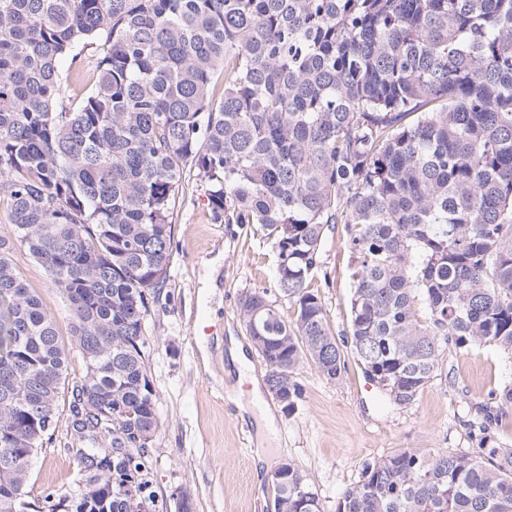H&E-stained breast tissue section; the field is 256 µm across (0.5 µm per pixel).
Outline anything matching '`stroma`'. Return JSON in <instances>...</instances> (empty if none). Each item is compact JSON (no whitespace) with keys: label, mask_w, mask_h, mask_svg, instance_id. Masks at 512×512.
Returning a JSON list of instances; mask_svg holds the SVG:
<instances>
[{"label":"stroma","mask_w":512,"mask_h":512,"mask_svg":"<svg viewBox=\"0 0 512 512\" xmlns=\"http://www.w3.org/2000/svg\"><path fill=\"white\" fill-rule=\"evenodd\" d=\"M206 185L191 179L174 215L167 282L146 317L147 370L156 391L160 429L146 479L147 512H271L272 475L290 461L318 493L321 512H336L344 492L355 485L365 461L403 448L469 451V425L489 390L512 379V362L491 346L468 352L446 348L440 375L406 408L391 405L354 356L342 378L330 382L312 367L299 371L303 393L294 411L278 400L268 463H260L258 411L240 409L227 389L237 382L235 350L245 351L248 375L264 383L267 367L242 322L239 302L266 290L279 312L293 318L295 305L276 284L271 238L257 224L214 220ZM12 261L60 336L70 334L69 308L25 245L14 243ZM337 340L350 331L352 267L343 225L334 224L321 243V263L310 280ZM69 428L60 421L51 445L38 452L28 499L46 496L78 500L84 474L68 450Z\"/></svg>","instance_id":"1"}]
</instances>
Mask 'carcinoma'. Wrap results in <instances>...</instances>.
I'll use <instances>...</instances> for the list:
<instances>
[{"label": "carcinoma", "mask_w": 512, "mask_h": 512, "mask_svg": "<svg viewBox=\"0 0 512 512\" xmlns=\"http://www.w3.org/2000/svg\"><path fill=\"white\" fill-rule=\"evenodd\" d=\"M193 176L215 219L274 241L295 316L262 290L239 317L288 411L298 371L340 380L345 346L403 407L448 345L512 361V0H0V512H43L30 466L62 397L86 480L49 512H145L144 316ZM332 224L354 268L341 345L309 288ZM14 238L68 301L77 380ZM490 396L478 454L366 461L337 512H512V382ZM277 473L274 512H319Z\"/></svg>", "instance_id": "cac0c4a2"}]
</instances>
